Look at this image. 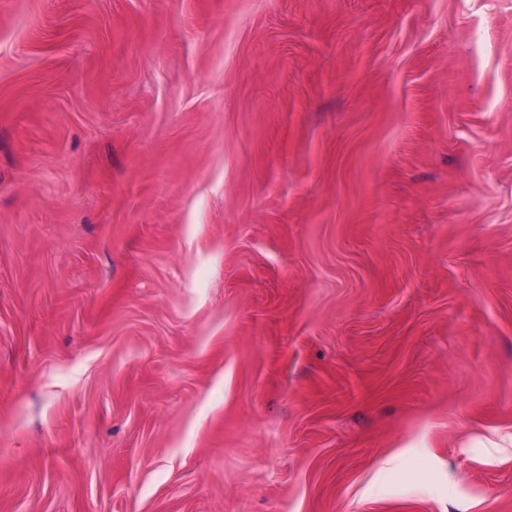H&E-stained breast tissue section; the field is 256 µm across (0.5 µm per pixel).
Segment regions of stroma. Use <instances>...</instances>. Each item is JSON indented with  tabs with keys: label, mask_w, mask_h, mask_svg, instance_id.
<instances>
[{
	"label": "stroma",
	"mask_w": 512,
	"mask_h": 512,
	"mask_svg": "<svg viewBox=\"0 0 512 512\" xmlns=\"http://www.w3.org/2000/svg\"><path fill=\"white\" fill-rule=\"evenodd\" d=\"M0 512H512V0H0Z\"/></svg>",
	"instance_id": "35a3bbf8"
}]
</instances>
